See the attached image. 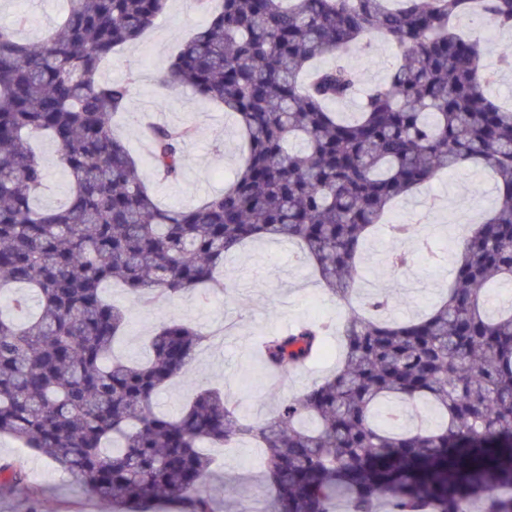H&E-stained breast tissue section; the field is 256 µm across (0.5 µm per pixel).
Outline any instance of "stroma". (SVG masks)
Returning a JSON list of instances; mask_svg holds the SVG:
<instances>
[{"mask_svg": "<svg viewBox=\"0 0 512 512\" xmlns=\"http://www.w3.org/2000/svg\"><path fill=\"white\" fill-rule=\"evenodd\" d=\"M62 0H0V23L26 16L19 36L34 41L59 21ZM208 20L194 0H168L156 24L134 44L118 48L100 73L104 79L125 81L135 101L132 112L118 117L116 133L127 143L140 164H148L149 148L141 134L144 117L155 121L190 125L196 133L185 148V167L175 182H155L158 202L179 207L200 201L223 190L244 158V145L231 117L223 107L203 100L184 88H164L156 76L169 65L186 37ZM361 86L382 82L397 62L394 49L372 38L367 52L345 58ZM48 171L41 205L53 206L68 195L71 179L57 160V148L48 139L35 142ZM494 182L488 172L465 168L440 173L427 186L399 200L395 220L420 226L441 255L439 263L417 258L402 275L392 276L385 259L396 243L388 228L369 239L359 262L360 279L375 280L392 297L391 316L405 320L428 311L451 280L453 257L463 235V209L471 203L489 213L495 205ZM297 248L273 240L250 243L224 266L226 288L208 297L188 294L173 300L138 304L123 288L107 287L106 297L125 313V328L115 345L118 356L146 360V341L159 324L170 319L187 322L209 339L190 365L187 378L166 385L156 398L158 410L177 413L198 391L216 387L250 420L267 417L275 405L288 400L303 386L329 375L341 358L338 337H329L321 359L304 370L278 379L263 374L255 344L268 332L286 331L302 321L343 323V305L318 282L310 266L298 262ZM216 466L207 482L215 512H266L268 487L261 474L244 478L253 455L243 446L233 454L214 449ZM22 463L24 485L0 495V512H112L110 504L85 493L78 477L62 470L11 436H0V463Z\"/></svg>", "mask_w": 512, "mask_h": 512, "instance_id": "obj_1", "label": "stroma"}]
</instances>
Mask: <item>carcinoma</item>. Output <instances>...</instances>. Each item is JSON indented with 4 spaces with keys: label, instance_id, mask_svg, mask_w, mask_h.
<instances>
[{
    "label": "carcinoma",
    "instance_id": "1",
    "mask_svg": "<svg viewBox=\"0 0 512 512\" xmlns=\"http://www.w3.org/2000/svg\"><path fill=\"white\" fill-rule=\"evenodd\" d=\"M64 2L37 43L0 26V297L23 315L0 314V435L78 474L117 512H213L202 447L245 442L264 448L269 512H336L340 496L347 512H512V303L487 310L512 285V108L488 95L496 71L457 27L478 17L512 30V0H195L210 21L158 82L222 105L246 151L224 191L174 208L150 182L181 178L194 128L146 125L141 172L112 130L134 109L129 84L99 76L167 0ZM372 32L399 62L362 89L342 57ZM356 98L350 117L328 108ZM36 135L71 176L57 208L34 204L47 182ZM469 164L492 172L498 196L463 240L444 297L405 321L382 291L357 312L361 249L391 203ZM258 239L299 244L351 310L342 365L262 421L214 390L174 417L156 410L208 335L170 320L146 361L114 358L125 315L104 286L178 297L216 284V268ZM411 263L406 251L388 257L394 275ZM327 331L301 323L262 337V368L318 360ZM25 479L21 464H0V493Z\"/></svg>",
    "mask_w": 512,
    "mask_h": 512
}]
</instances>
